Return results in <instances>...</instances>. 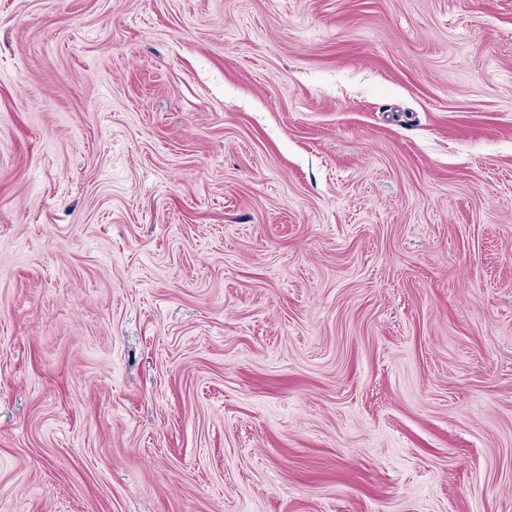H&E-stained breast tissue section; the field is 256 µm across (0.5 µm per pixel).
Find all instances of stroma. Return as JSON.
<instances>
[{
  "mask_svg": "<svg viewBox=\"0 0 512 512\" xmlns=\"http://www.w3.org/2000/svg\"><path fill=\"white\" fill-rule=\"evenodd\" d=\"M0 512H512V0H0Z\"/></svg>",
  "mask_w": 512,
  "mask_h": 512,
  "instance_id": "obj_1",
  "label": "stroma"
}]
</instances>
